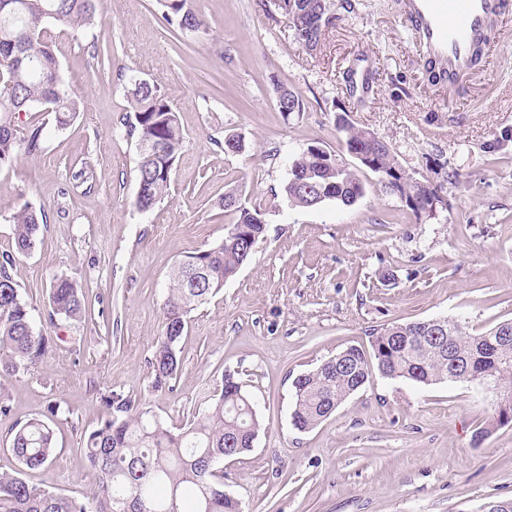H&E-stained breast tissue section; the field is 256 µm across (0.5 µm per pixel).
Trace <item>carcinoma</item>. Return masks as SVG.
Returning <instances> with one entry per match:
<instances>
[{
  "label": "carcinoma",
  "instance_id": "carcinoma-1",
  "mask_svg": "<svg viewBox=\"0 0 512 512\" xmlns=\"http://www.w3.org/2000/svg\"><path fill=\"white\" fill-rule=\"evenodd\" d=\"M100 4L101 0H0V165L21 154L33 157L42 149L47 123L34 124L23 136L17 135L19 112L29 111V103L50 102L51 120L58 131L70 126L81 111L83 100L64 82L46 29L49 24L87 28L94 24ZM164 7L167 23L181 31H199L204 26V20L186 7V0H165ZM280 8L286 13L300 11L293 19L297 42L311 36L320 41L333 24L336 9L351 13L355 0H280ZM275 94L279 111L303 110L302 98L288 88L278 84ZM129 98L132 117L126 134L136 139L139 151L136 205L147 212L169 194L183 133L177 113L156 85L136 82ZM336 131L359 168L375 174L383 190L398 197L416 219H432L437 210L447 208L448 201L438 192L456 182L459 173L448 166L443 154L425 157L426 169L437 178L420 184L421 173L405 168L386 141L355 125L344 112ZM510 144L512 127H504L483 143L482 151L492 155ZM333 157L310 145L292 161L283 186L291 203L310 208L334 201L348 207L364 196L365 183L357 172L345 163H330ZM301 179L311 185L310 191H304ZM412 198L416 203H410ZM228 210L236 214L229 228L239 227L241 233H225L223 239L187 256L169 272L163 329L150 361L156 390L170 387L177 374L178 345L187 315L224 288V282L250 258L254 239L265 232L261 209L240 203ZM12 221L14 253L0 256V377L29 371L46 356L53 341L36 329L31 308L11 273L16 257L35 249L47 215L24 205ZM184 266L204 275V300L196 299L185 285L180 274ZM47 301L52 324L57 319L77 321L86 313L80 282L66 274L50 283ZM443 323L445 347L425 338V326L419 321L391 325L371 332V355L350 346L340 356L297 375L292 382V426L306 431L330 417L370 381V357L386 378L425 386L445 381L489 385L512 407V342L487 348L502 323L476 335L457 321ZM105 405V420L83 436L85 459L95 483L82 497L58 493L22 476L51 466L57 451L52 423L69 408L52 401L45 412L13 425L10 451L20 470L0 474V512H242L241 502L224 492V456L237 457L251 450L261 424L251 395L234 372L224 371L219 397L184 428L172 429L128 395L110 394Z\"/></svg>",
  "mask_w": 512,
  "mask_h": 512
}]
</instances>
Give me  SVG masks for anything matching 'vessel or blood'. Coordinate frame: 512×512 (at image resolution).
Instances as JSON below:
<instances>
[{
	"label": "vessel or blood",
	"instance_id": "vessel-or-blood-1",
	"mask_svg": "<svg viewBox=\"0 0 512 512\" xmlns=\"http://www.w3.org/2000/svg\"><path fill=\"white\" fill-rule=\"evenodd\" d=\"M405 6L427 62L456 80L474 69L477 45L512 10V0H405Z\"/></svg>",
	"mask_w": 512,
	"mask_h": 512
}]
</instances>
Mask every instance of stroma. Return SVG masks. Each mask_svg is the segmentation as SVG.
Returning a JSON list of instances; mask_svg holds the SVG:
<instances>
[{"label": "stroma", "instance_id": "obj_1", "mask_svg": "<svg viewBox=\"0 0 512 512\" xmlns=\"http://www.w3.org/2000/svg\"><path fill=\"white\" fill-rule=\"evenodd\" d=\"M206 33L177 32L160 0H103L84 30L50 26L66 84L84 108L40 154L0 166V254L11 251L13 214L44 208L39 244L12 271L37 328L55 339L27 373L0 380L12 411L0 416V471L17 462L11 426L66 402L53 464L30 479L78 496L94 476L80 438L107 410L104 396L136 397L168 425L190 423L238 372L262 429L251 451L224 463V490L244 512H478L512 497V425L480 445L472 435L494 413L482 386H419L373 374L329 418L291 424L292 381L369 331L436 317L470 333L512 319V147L485 154L512 126V15L499 24L474 79L433 85L404 0H360L340 13L316 51L296 43L279 0H191ZM157 85L184 135L168 196L135 205L138 150L123 118L133 79ZM305 109L279 112L274 86ZM350 119L424 171L443 152L459 178L448 207L416 220L362 172L364 196L345 207L291 205L282 187L292 160L318 144L351 163L336 131L335 100ZM238 135L234 153L218 141ZM261 207L266 232L221 292L187 317L169 388L151 386L168 272L221 240L235 216L225 193ZM394 281H383L385 271ZM81 282L89 309L78 322L49 321L53 276Z\"/></svg>", "mask_w": 512, "mask_h": 512}]
</instances>
